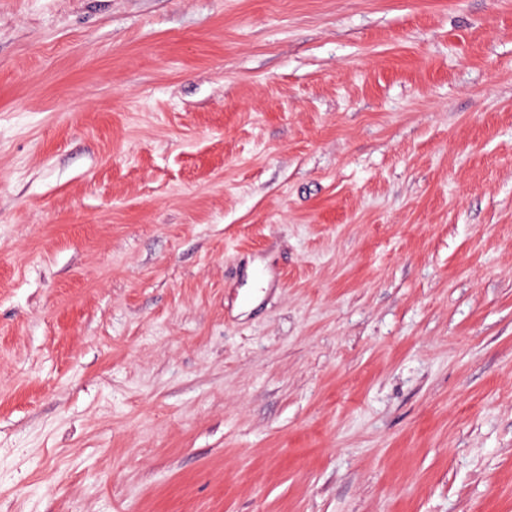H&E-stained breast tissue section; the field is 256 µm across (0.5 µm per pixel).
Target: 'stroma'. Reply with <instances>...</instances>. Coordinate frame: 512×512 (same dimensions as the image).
I'll return each instance as SVG.
<instances>
[{"instance_id": "obj_1", "label": "stroma", "mask_w": 512, "mask_h": 512, "mask_svg": "<svg viewBox=\"0 0 512 512\" xmlns=\"http://www.w3.org/2000/svg\"><path fill=\"white\" fill-rule=\"evenodd\" d=\"M0 512H512V0H0Z\"/></svg>"}]
</instances>
